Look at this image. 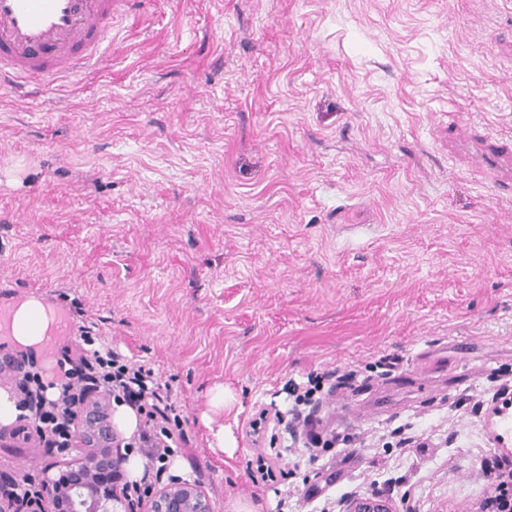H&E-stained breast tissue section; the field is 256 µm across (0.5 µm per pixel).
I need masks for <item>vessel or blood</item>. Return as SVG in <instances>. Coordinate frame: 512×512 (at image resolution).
Returning <instances> with one entry per match:
<instances>
[{
    "label": "vessel or blood",
    "mask_w": 512,
    "mask_h": 512,
    "mask_svg": "<svg viewBox=\"0 0 512 512\" xmlns=\"http://www.w3.org/2000/svg\"><path fill=\"white\" fill-rule=\"evenodd\" d=\"M117 0H0V92L75 77L112 39Z\"/></svg>",
    "instance_id": "vessel-or-blood-1"
}]
</instances>
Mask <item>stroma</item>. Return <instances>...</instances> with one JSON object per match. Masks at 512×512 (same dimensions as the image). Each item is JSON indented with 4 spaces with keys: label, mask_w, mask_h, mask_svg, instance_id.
<instances>
[{
    "label": "stroma",
    "mask_w": 512,
    "mask_h": 512,
    "mask_svg": "<svg viewBox=\"0 0 512 512\" xmlns=\"http://www.w3.org/2000/svg\"><path fill=\"white\" fill-rule=\"evenodd\" d=\"M512 0H121L81 82L0 94V293L63 306L184 409L174 458L214 512H477L512 379ZM383 356L326 395L351 447L256 476L249 424L288 379ZM223 387L215 409L210 392ZM410 424L414 448H386ZM223 440H216V432ZM38 441L0 474L41 478ZM287 507H280V500ZM392 501L384 495L355 497L348 501L346 512H393Z\"/></svg>",
    "instance_id": "stroma-1"
}]
</instances>
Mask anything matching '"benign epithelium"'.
I'll list each match as a JSON object with an SVG mask.
<instances>
[{"label": "benign epithelium", "mask_w": 512, "mask_h": 512, "mask_svg": "<svg viewBox=\"0 0 512 512\" xmlns=\"http://www.w3.org/2000/svg\"><path fill=\"white\" fill-rule=\"evenodd\" d=\"M112 419V405L105 397L88 400L77 417L72 436V456L43 467L44 479L35 486L26 512H137L122 478L127 454ZM149 512H213L210 499L194 480L173 481L151 499ZM346 512H393L384 495L355 497Z\"/></svg>", "instance_id": "benign-epithelium-1"}]
</instances>
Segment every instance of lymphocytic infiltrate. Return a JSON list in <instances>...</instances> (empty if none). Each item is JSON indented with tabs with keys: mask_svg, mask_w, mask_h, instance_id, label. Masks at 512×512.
I'll return each mask as SVG.
<instances>
[{
	"mask_svg": "<svg viewBox=\"0 0 512 512\" xmlns=\"http://www.w3.org/2000/svg\"><path fill=\"white\" fill-rule=\"evenodd\" d=\"M57 366L61 384L55 397H47L39 375L25 376L21 385L23 396L18 406L34 412L39 439L56 448H69L80 405L98 392L141 416L138 448L149 460L161 461L172 453L181 429L180 408L170 385L161 382L151 367L112 348L86 327L64 347ZM324 380V375L311 373L305 382L291 383L288 394L293 404L288 414L292 428L309 430L311 445L326 450L347 444L348 439L337 434L323 439L310 431L313 420L309 410L319 401Z\"/></svg>",
	"mask_w": 512,
	"mask_h": 512,
	"instance_id": "f902f5d3",
	"label": "lymphocytic infiltrate"
}]
</instances>
